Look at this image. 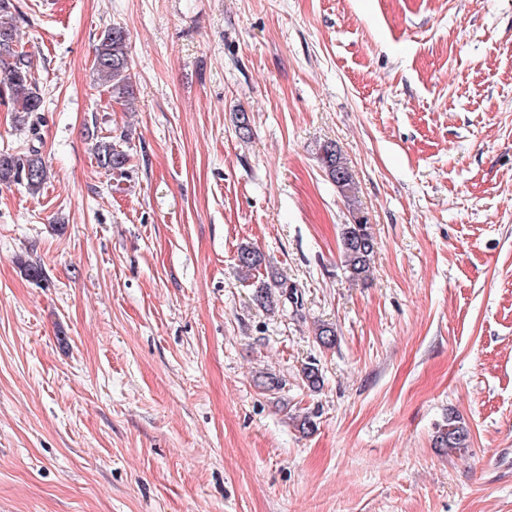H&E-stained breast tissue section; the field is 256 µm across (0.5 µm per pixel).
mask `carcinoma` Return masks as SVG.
Returning a JSON list of instances; mask_svg holds the SVG:
<instances>
[{"instance_id": "1", "label": "carcinoma", "mask_w": 512, "mask_h": 512, "mask_svg": "<svg viewBox=\"0 0 512 512\" xmlns=\"http://www.w3.org/2000/svg\"><path fill=\"white\" fill-rule=\"evenodd\" d=\"M14 8L12 0H0V97L6 96L7 106L15 113L18 122H24L42 110L43 98L32 72L31 61L26 52L18 49L14 25L4 17ZM129 31L121 25H112L101 33L96 48L95 69L109 83L112 97L126 102L133 100L134 89L131 64L128 53ZM96 160L105 171L122 176L129 163L128 153L121 146L110 141H99L96 145ZM322 164L331 178L341 174L338 187L344 192L354 190L353 174L333 144L324 147ZM50 171L40 148L32 146L27 152L0 153V182L23 181L27 189L35 193L49 179ZM341 251L344 267L349 277L365 280L370 276L375 254V239L367 224H345L341 229ZM264 261L262 254L254 247L242 245L238 249L239 270L250 275L258 270ZM287 299L296 296V288L287 280L276 277L273 283L263 282L256 288L255 300L264 307H272L274 296ZM305 385L316 390L321 387L322 376L317 365L310 363L302 369ZM470 432L467 425L456 415L448 414L444 423L438 426L434 436L435 447L448 452H460L469 447Z\"/></svg>"}]
</instances>
